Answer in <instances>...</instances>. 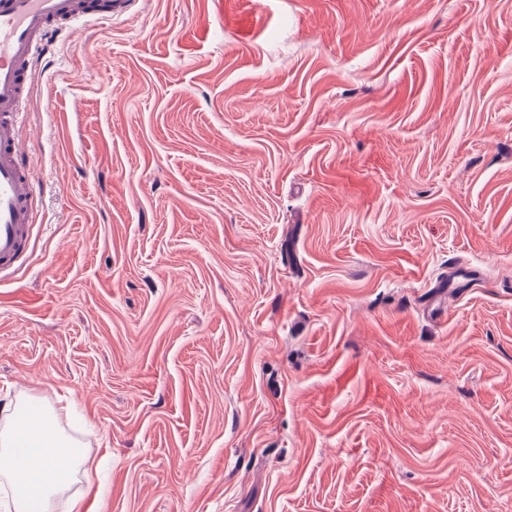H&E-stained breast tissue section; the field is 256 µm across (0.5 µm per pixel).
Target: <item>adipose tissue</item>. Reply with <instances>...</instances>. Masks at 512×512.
<instances>
[{
    "mask_svg": "<svg viewBox=\"0 0 512 512\" xmlns=\"http://www.w3.org/2000/svg\"><path fill=\"white\" fill-rule=\"evenodd\" d=\"M0 429V477L11 488L7 512H50L56 496L65 491L84 465L76 443L57 428L54 411L33 414L21 424L19 412Z\"/></svg>",
    "mask_w": 512,
    "mask_h": 512,
    "instance_id": "adipose-tissue-1",
    "label": "adipose tissue"
}]
</instances>
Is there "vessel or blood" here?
<instances>
[{
	"label": "vessel or blood",
	"instance_id": "1",
	"mask_svg": "<svg viewBox=\"0 0 512 512\" xmlns=\"http://www.w3.org/2000/svg\"><path fill=\"white\" fill-rule=\"evenodd\" d=\"M138 0H0V280L24 263L34 223L35 188L22 164L20 116L50 27L111 21Z\"/></svg>",
	"mask_w": 512,
	"mask_h": 512
}]
</instances>
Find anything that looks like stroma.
Instances as JSON below:
<instances>
[{
  "mask_svg": "<svg viewBox=\"0 0 512 512\" xmlns=\"http://www.w3.org/2000/svg\"><path fill=\"white\" fill-rule=\"evenodd\" d=\"M36 69L0 406L100 491L52 512H512V0H140Z\"/></svg>",
  "mask_w": 512,
  "mask_h": 512,
  "instance_id": "obj_1",
  "label": "stroma"
}]
</instances>
